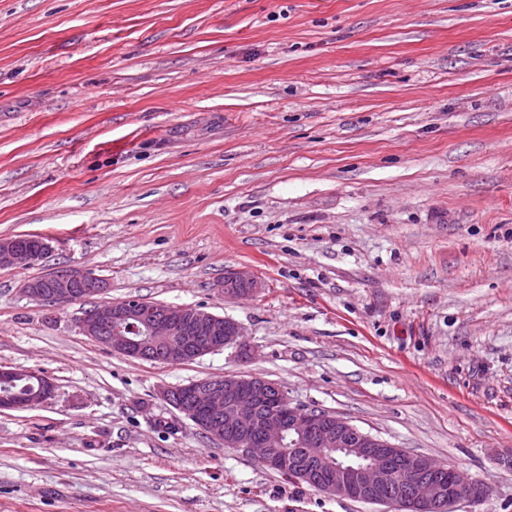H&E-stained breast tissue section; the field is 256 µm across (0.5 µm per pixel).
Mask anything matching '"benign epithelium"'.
<instances>
[{"instance_id": "1", "label": "benign epithelium", "mask_w": 512, "mask_h": 512, "mask_svg": "<svg viewBox=\"0 0 512 512\" xmlns=\"http://www.w3.org/2000/svg\"><path fill=\"white\" fill-rule=\"evenodd\" d=\"M46 252L0 240V268H28L39 264ZM54 287L46 290L35 282L24 285L30 299L53 305L84 302L105 289L104 280L86 269L61 268L50 273ZM259 287L253 274L231 270L224 276V296L238 297ZM220 316L202 309L154 304V315L125 300L81 309V332L108 345L113 351L144 361L181 364L235 346L244 357L251 349L243 341L241 326L224 319V336L209 335ZM142 324L144 337L130 335ZM40 388L31 396L0 394V410L28 409L53 393V384L39 377ZM162 396L191 417L209 439L226 448L254 453L264 466L309 483L315 474L316 491L332 496L387 505L397 512H453L466 500L480 504L488 493L480 481L456 469H446L433 459L399 448L364 432L349 420L327 410L281 406L288 397L279 383L247 375H226L183 388L164 389ZM295 432L292 448L286 435Z\"/></svg>"}]
</instances>
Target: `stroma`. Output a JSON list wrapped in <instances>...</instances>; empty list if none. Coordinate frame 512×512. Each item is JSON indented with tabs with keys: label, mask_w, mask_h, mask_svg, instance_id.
Masks as SVG:
<instances>
[{
	"label": "stroma",
	"mask_w": 512,
	"mask_h": 512,
	"mask_svg": "<svg viewBox=\"0 0 512 512\" xmlns=\"http://www.w3.org/2000/svg\"><path fill=\"white\" fill-rule=\"evenodd\" d=\"M0 512H388L206 438L161 388L278 382L512 512V0H0ZM62 267L231 318L143 361L24 284ZM249 270L255 292L224 296ZM33 248L42 247L48 250L45 238L37 235L18 236L14 239L0 240V268L21 267L28 268L39 264L45 257L46 251L34 250L19 245L18 241ZM244 288V289H242ZM259 288V282L253 274L246 270H231L224 276V296L238 297ZM26 376H37L40 381V388L38 390V383L33 378H20ZM15 378L11 390L15 393L27 396H16L7 392L0 394V410H19L28 409L39 405L44 402L53 393V384L45 376H39L31 371H23L11 368L0 367V382L12 383ZM0 383V392H2V385ZM38 390V391H37ZM37 391V392H36ZM36 392V393H35ZM35 393V394H34ZM34 394V395H32ZM31 395V396H29Z\"/></svg>",
	"instance_id": "1"
}]
</instances>
